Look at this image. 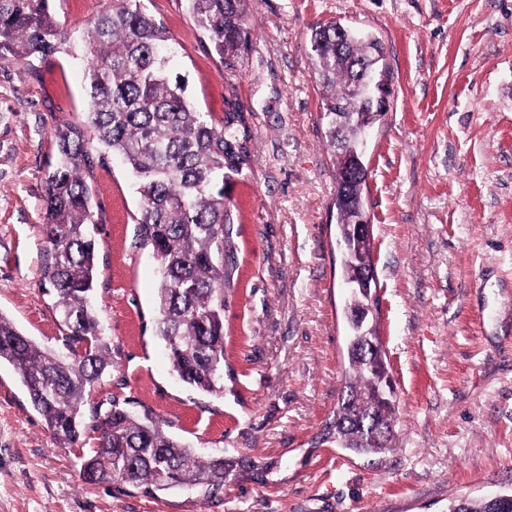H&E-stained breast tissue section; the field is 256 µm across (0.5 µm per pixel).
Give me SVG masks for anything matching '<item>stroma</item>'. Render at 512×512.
Here are the masks:
<instances>
[{"label": "stroma", "mask_w": 512, "mask_h": 512, "mask_svg": "<svg viewBox=\"0 0 512 512\" xmlns=\"http://www.w3.org/2000/svg\"><path fill=\"white\" fill-rule=\"evenodd\" d=\"M164 23L195 104L243 113L250 169L225 193L234 279L225 292L224 392L179 381L156 338L157 261L119 161L97 169L95 306L112 370L83 408L152 412L201 457L252 458L224 488L152 494L82 481L14 369L0 364V512H448L512 489V0H248L250 52L231 74L185 0H144ZM340 21L387 49L395 99L367 155L379 330L399 397L383 457L337 448L326 425L346 354L333 156L310 29ZM79 50L0 60V314L64 346L42 269L53 130L86 118Z\"/></svg>", "instance_id": "1"}]
</instances>
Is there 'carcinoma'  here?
Instances as JSON below:
<instances>
[{"instance_id":"cac0c4a2","label":"carcinoma","mask_w":512,"mask_h":512,"mask_svg":"<svg viewBox=\"0 0 512 512\" xmlns=\"http://www.w3.org/2000/svg\"><path fill=\"white\" fill-rule=\"evenodd\" d=\"M142 2L110 0L73 39L63 30L53 0H0V59L43 61L74 41L86 61L87 118L54 130L56 153L42 211L48 252L43 281L54 291L65 350L39 348L0 313V364L15 370L47 428L71 447L83 433L85 401L112 367L95 308L98 243L92 232L101 223V208L93 201L94 170L109 158L118 159L137 185L134 222L142 245L159 263L154 333L172 371L203 393L224 392V286L233 274L225 259L234 253L224 187L251 161L246 120L241 112L217 118L193 103L188 79L173 70L166 27ZM185 2L212 54L225 70H237L248 48L246 0ZM336 26L331 21L312 29L310 44L339 175L345 161L341 143H353L359 129L348 123L336 130V113L368 110L349 88L359 63L384 57L385 47L368 36L338 42ZM366 189L365 184L350 189L351 208L338 213L339 235H348L352 209L363 207ZM379 388L368 360L345 357L342 395L329 434L353 456L384 455L397 439L399 401L379 400ZM168 426L112 401L97 415L96 446L81 462L83 481L209 495L236 467L250 464L242 458L203 459L171 436ZM495 510L490 495L456 498L448 505V512Z\"/></svg>"}]
</instances>
